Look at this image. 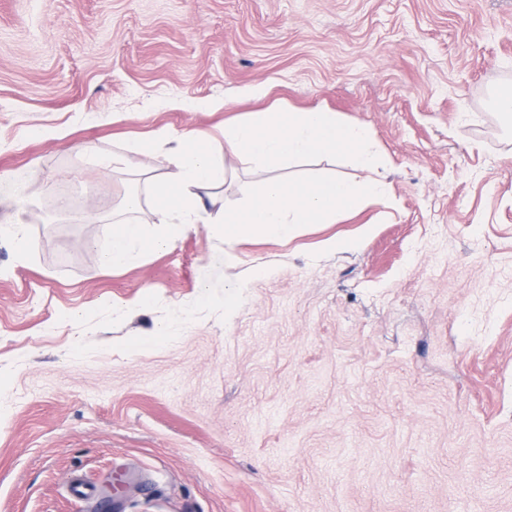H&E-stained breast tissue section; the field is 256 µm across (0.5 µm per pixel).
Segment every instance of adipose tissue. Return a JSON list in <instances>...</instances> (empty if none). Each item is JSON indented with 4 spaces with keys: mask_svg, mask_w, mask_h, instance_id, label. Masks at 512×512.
<instances>
[{
    "mask_svg": "<svg viewBox=\"0 0 512 512\" xmlns=\"http://www.w3.org/2000/svg\"><path fill=\"white\" fill-rule=\"evenodd\" d=\"M163 141L170 145V170L144 172L142 191L126 195L111 223L103 227L100 247L107 266L122 268L138 255L174 246L199 223L206 199L236 178L239 161L265 171L267 177L241 205L225 208L215 219L214 230L228 246L256 235L286 241L301 225L335 223L337 214L357 211L366 200L386 195L385 183L372 176L380 157L373 149L371 130L327 110L261 109L244 120L225 122L218 136L200 130L160 131L140 139L134 151L154 154ZM340 153L364 171V178L292 182L274 175L293 160ZM145 205L158 218L152 232L131 218Z\"/></svg>",
    "mask_w": 512,
    "mask_h": 512,
    "instance_id": "obj_1",
    "label": "adipose tissue"
}]
</instances>
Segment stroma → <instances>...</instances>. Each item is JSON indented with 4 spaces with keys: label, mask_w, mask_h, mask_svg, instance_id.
<instances>
[{
    "label": "stroma",
    "mask_w": 512,
    "mask_h": 512,
    "mask_svg": "<svg viewBox=\"0 0 512 512\" xmlns=\"http://www.w3.org/2000/svg\"><path fill=\"white\" fill-rule=\"evenodd\" d=\"M511 89L512 0H0V512H512ZM277 106L369 126L386 197L103 263L168 147L85 146ZM8 239L15 252L20 257H25L28 253V234L27 226L24 222L18 220L12 224H1L0 225V238Z\"/></svg>",
    "instance_id": "stroma-1"
}]
</instances>
